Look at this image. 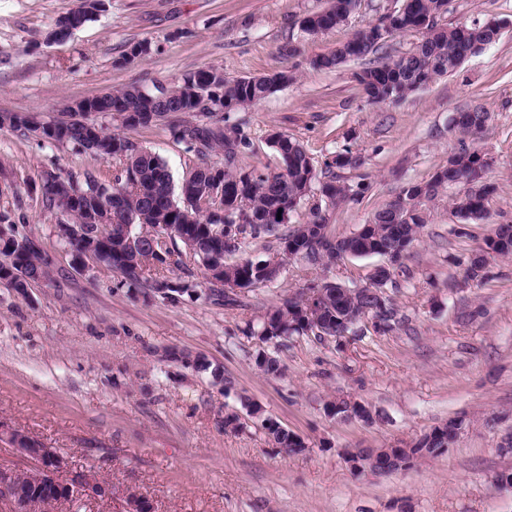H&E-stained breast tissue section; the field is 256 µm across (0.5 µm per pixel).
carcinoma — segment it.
<instances>
[{
  "label": "carcinoma",
  "instance_id": "obj_1",
  "mask_svg": "<svg viewBox=\"0 0 512 512\" xmlns=\"http://www.w3.org/2000/svg\"><path fill=\"white\" fill-rule=\"evenodd\" d=\"M448 0H402L401 5L358 30L336 50L318 55L311 64L318 69L336 67L349 60L375 59L355 73L366 100L375 106L396 104L408 94L420 90L436 78L451 75L464 60L500 36L497 21H473L469 24L440 23L447 12ZM358 0H331L327 9L304 17L301 30L314 36L330 31L347 21L356 10ZM94 5L81 0L80 6L57 20L53 36L58 40L90 21ZM416 32L420 41L413 50L393 56L389 51L392 38L404 32ZM293 80L282 69L260 80L251 77L229 79L224 73L200 68L186 74L172 87L148 95L136 84L77 103L78 111L67 112L70 118L54 120L43 128L44 141L70 143L80 152L100 159L123 162L120 175L112 189L124 193L123 208L115 215L112 239L101 245L105 265L120 276L119 285L143 287L157 282L153 276H142L138 270L147 264L167 270L182 266L177 242L193 241L194 258L206 269L220 268L217 279L224 287L241 290L255 288L277 279L279 271L269 267L268 260L246 259L228 263L225 256L236 252L244 240L273 238L278 245L288 243V256H301L313 265L331 266L336 257L380 256L389 265L375 267L374 277L384 287H396L394 271L401 266L408 247L428 223L425 209L413 208L404 220L394 211L395 202L376 211L371 222L351 235L337 237L329 229L323 208L339 209L347 203H358L367 196L371 185L351 183L340 172L358 166V159L349 149H341L324 162V176H318L306 148L283 132H274L268 144L282 160L283 171H262L237 165V160L251 150L253 140L246 124H228L226 118H215L213 112H202L203 120L185 122L179 115L201 112V102L192 98L193 88H204L210 99L232 112L255 104L274 88ZM118 115L126 128H147L162 120L168 122L174 138L197 155L200 163L187 173L179 186L173 185L166 161L158 154L137 145L128 138L111 134L96 121L98 115ZM489 120V113L480 107L471 109L454 127L462 136L479 134ZM35 116L15 113L10 127L24 136L34 131ZM224 152V164L210 160L212 153ZM490 158L478 150L462 148L450 156V166L439 170L426 182H408L397 198H424L431 202L451 186H461L463 194L453 198V208L464 214V221L483 220L489 216L490 199L496 187L487 178ZM99 180L84 174L77 208L73 210L76 224L89 226L99 214L96 191ZM319 193L320 203L310 212L304 224L290 225L297 208L310 194ZM174 224L180 234L170 237L163 254L152 247L155 228ZM14 264L0 267V281L16 288L25 287L29 279L45 274L46 252L27 243L15 242ZM512 256V224H500L484 240L480 254L469 261L466 278L484 279L488 258ZM324 292L315 302L302 297L288 299L266 311L261 320L249 327V334L261 331L276 340L307 334V327L321 325L333 330L354 312L371 311L385 303L396 313L390 297L379 298L363 290L349 289L338 282H324ZM14 493L24 497L31 512H55L54 502L65 498V492L51 485H34L25 481L14 483Z\"/></svg>",
  "mask_w": 512,
  "mask_h": 512
}]
</instances>
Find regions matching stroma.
Masks as SVG:
<instances>
[{
  "label": "stroma",
  "mask_w": 512,
  "mask_h": 512,
  "mask_svg": "<svg viewBox=\"0 0 512 512\" xmlns=\"http://www.w3.org/2000/svg\"><path fill=\"white\" fill-rule=\"evenodd\" d=\"M79 0H0V114L60 118L67 101L137 83L180 82L200 68L255 77L289 68L290 83L261 103L232 113L247 123L252 153L243 167L277 170L267 143L280 130L307 149L315 166L347 148L361 160L348 180L369 182L359 203L329 214L336 236L356 232L410 181L429 180L460 144L491 157L497 192L487 219L462 223L449 189L429 205L389 289L401 328L337 340L293 336L270 346L282 376L261 372L247 323L314 281L367 284L378 256L350 257L324 268L293 257L279 277L246 292L227 310L186 295L167 301L119 286L103 264L70 269L67 247L39 185L55 172L109 183L119 160H101L0 126V211L20 209L16 231L37 237L52 256L53 281L18 293L0 281V426L60 449L71 468H94L113 488L149 498L155 512H512V472L502 452L512 436V258L490 261L482 281H465L463 265L500 224H512V0H449L442 23L501 21L499 39L396 105H368L355 72L363 61L332 69L310 61L329 53L398 0H360L343 25L309 36L305 16L330 0H105L93 19L64 40L58 18ZM150 54L130 64V44ZM291 44L302 47L285 56ZM480 105L490 114L481 136L460 141L455 112ZM107 132L159 154L174 182L197 156L167 124ZM204 357L196 371L162 360L165 351ZM363 402L372 422L333 416L328 401ZM260 405L305 442L272 445L246 402ZM237 412L243 430L225 429ZM463 420L456 442L435 458L391 473H354L349 448H387L419 439L448 420Z\"/></svg>",
  "instance_id": "obj_1"
}]
</instances>
